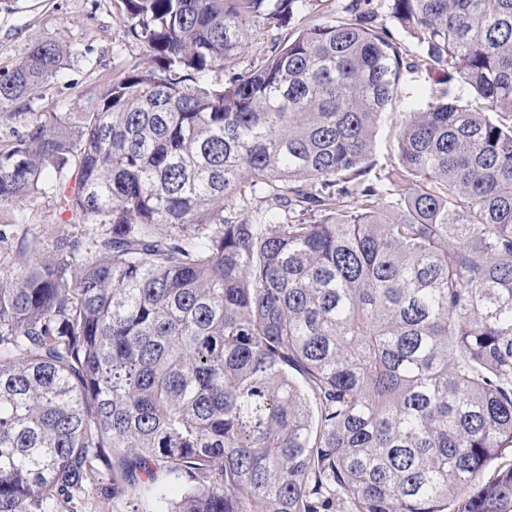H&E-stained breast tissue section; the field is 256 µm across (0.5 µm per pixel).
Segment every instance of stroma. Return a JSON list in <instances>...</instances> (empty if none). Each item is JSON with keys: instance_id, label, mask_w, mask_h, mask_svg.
<instances>
[{"instance_id": "35a3bbf8", "label": "stroma", "mask_w": 512, "mask_h": 512, "mask_svg": "<svg viewBox=\"0 0 512 512\" xmlns=\"http://www.w3.org/2000/svg\"><path fill=\"white\" fill-rule=\"evenodd\" d=\"M378 29L390 34L404 56L420 44L413 30L391 13L389 0H371ZM120 0H0V70L15 67L28 48L54 38L71 51V62L57 78L40 85L21 101L0 108V150L26 137L37 121L52 112H77L89 106L103 85L127 65L152 63L146 44L126 34ZM439 87L438 77L424 69H402L395 101L382 115L371 161L375 170L396 161L399 127L409 113L425 109ZM62 229L52 198L38 196L24 211L0 209V230L14 237L50 242Z\"/></svg>"}]
</instances>
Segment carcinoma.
<instances>
[{"label": "carcinoma", "mask_w": 512, "mask_h": 512, "mask_svg": "<svg viewBox=\"0 0 512 512\" xmlns=\"http://www.w3.org/2000/svg\"><path fill=\"white\" fill-rule=\"evenodd\" d=\"M120 2L152 66L0 151V209L67 225L0 261V512H512V0H391L408 63L351 0L240 72L306 0ZM405 66L449 88L382 174ZM264 200L263 194L260 193L255 195L247 193L246 198L243 200V197H241L238 192H235L232 194L229 201H224V203L228 204L227 207H237L239 204L244 205L250 216L253 218H261V216H264L267 207V203Z\"/></svg>", "instance_id": "1"}]
</instances>
